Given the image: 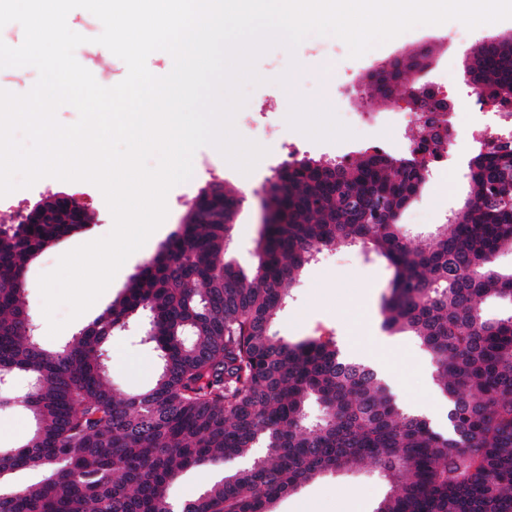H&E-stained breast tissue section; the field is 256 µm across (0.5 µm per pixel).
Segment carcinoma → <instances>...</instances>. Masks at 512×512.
Listing matches in <instances>:
<instances>
[{"label": "carcinoma", "mask_w": 512, "mask_h": 512, "mask_svg": "<svg viewBox=\"0 0 512 512\" xmlns=\"http://www.w3.org/2000/svg\"><path fill=\"white\" fill-rule=\"evenodd\" d=\"M490 96L512 97V50L481 61ZM512 147L471 158L470 190L451 223L412 240L398 216L425 179L414 159L376 151L342 166L285 162L267 191L249 270L224 259L236 216L191 208L162 249L74 341L45 349L31 333L25 270L47 246L91 223L0 224V410L20 407L27 439L0 448V512H159L188 469L222 468L266 442V455L180 504L181 512H266L329 470L375 465L391 485L375 512H512ZM338 243L393 269L383 328L416 337L448 398V432L401 410L376 371L328 337L270 334L288 288ZM150 312L160 352L153 387L118 396L106 369L112 331ZM17 374L23 400L7 389ZM319 413H308L310 401ZM37 472L15 487L6 480Z\"/></svg>", "instance_id": "carcinoma-1"}]
</instances>
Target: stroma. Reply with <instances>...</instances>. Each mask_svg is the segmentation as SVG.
<instances>
[{
  "instance_id": "35a3bbf8",
  "label": "stroma",
  "mask_w": 512,
  "mask_h": 512,
  "mask_svg": "<svg viewBox=\"0 0 512 512\" xmlns=\"http://www.w3.org/2000/svg\"><path fill=\"white\" fill-rule=\"evenodd\" d=\"M512 35V19L492 26L467 29L457 20L440 28L421 25L375 46L358 58L350 57L344 41L331 35L307 37L296 49L276 46L256 63L261 85L248 90L246 104L235 116L238 133L267 150L249 174L232 167L213 146L199 148L193 156V175L175 185L167 195L168 215L162 229L133 253L117 272L110 288L95 305L56 337H49L42 312L38 280L53 270L64 253L84 244L85 232L77 231L44 250L29 266L25 280L28 311L38 327L41 344L57 349L78 337L84 327L119 297L138 268L152 257L161 244L177 230L191 201L209 182L222 181L226 188L244 192L247 200L226 257L243 269L255 262V247L261 228L260 204L265 191L284 161L303 157L347 164L360 160L371 148L401 155L406 146L402 127L392 114L391 101L371 96L364 77L373 68L396 55L428 51L429 65L423 82L448 87L462 128H469L479 116L469 87L462 79L466 52L483 39ZM77 61L99 84L119 83L127 74L126 64L106 47L85 43L75 50ZM299 70L292 90H285L277 78L290 63ZM329 105L335 113L358 112L362 121L351 138L316 142L290 128L287 114L291 93ZM474 150L460 140L451 154L448 168L431 169L416 200L406 208L400 222L411 236H423L448 223L469 191L468 161ZM74 195L86 203L92 216L90 229L106 236L113 218L100 190L88 182H65L52 177L38 180L0 197V222L17 223L21 214L47 196ZM392 271L384 259L359 247L343 243L323 251L288 290L286 304L275 315L274 336L297 341L309 336L333 338L345 355L373 366L404 410L419 406L427 412L440 410L430 391L435 373L429 355L420 342L405 334L392 335L382 327L381 297L386 294ZM109 377L117 393L136 394L152 387L160 370L154 346L141 343L135 326L115 331L106 345ZM390 485L373 466L325 473L271 503L268 512H375Z\"/></svg>"
}]
</instances>
